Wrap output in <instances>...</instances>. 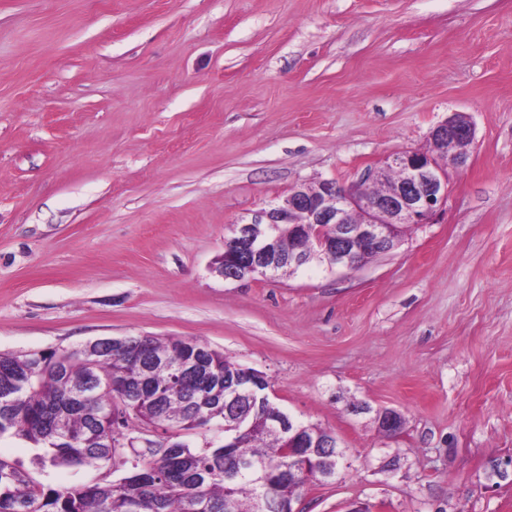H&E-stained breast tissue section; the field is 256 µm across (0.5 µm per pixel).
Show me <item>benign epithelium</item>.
Masks as SVG:
<instances>
[{
	"instance_id": "1",
	"label": "benign epithelium",
	"mask_w": 512,
	"mask_h": 512,
	"mask_svg": "<svg viewBox=\"0 0 512 512\" xmlns=\"http://www.w3.org/2000/svg\"><path fill=\"white\" fill-rule=\"evenodd\" d=\"M475 128L463 115L454 114L435 125L428 134L429 149L405 150L370 172L372 181H378L384 170L399 172L398 181L386 192L370 198L359 191L341 194L336 182L324 180L310 188L297 185L284 201L263 209L246 224L234 229V252L230 261L234 266L219 263L217 272L226 280L245 281L257 276H267L282 264L297 269L320 256L334 255L339 266H345L363 247L367 246L385 254L399 246L397 230L403 224H431L448 201V176L445 163L458 168L467 165L470 154L462 144L474 143ZM288 230L303 224L315 227V249L310 252L293 250L282 253L276 230L279 225ZM267 386L266 377L250 368H242L234 382L233 398L250 402L264 410L266 425L280 434L288 447L301 444L305 454L315 457L313 464L320 465L322 481L338 475L344 454L330 440H310L305 428L295 418L287 415L272 401L268 391L256 394L258 386ZM252 431V423L244 417H229L224 421V435L231 444ZM152 432L130 422L122 426L117 421L112 426L113 444L117 448H154Z\"/></svg>"
}]
</instances>
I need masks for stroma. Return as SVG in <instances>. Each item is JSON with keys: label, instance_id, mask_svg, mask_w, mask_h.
I'll list each match as a JSON object with an SVG mask.
<instances>
[{"label": "stroma", "instance_id": "1", "mask_svg": "<svg viewBox=\"0 0 512 512\" xmlns=\"http://www.w3.org/2000/svg\"><path fill=\"white\" fill-rule=\"evenodd\" d=\"M455 112L468 165L394 252L215 273L255 212L371 187ZM123 336L207 344L337 437L296 512H512V0H0V353ZM36 454L0 436L101 473Z\"/></svg>", "mask_w": 512, "mask_h": 512}]
</instances>
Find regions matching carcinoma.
<instances>
[{
    "mask_svg": "<svg viewBox=\"0 0 512 512\" xmlns=\"http://www.w3.org/2000/svg\"><path fill=\"white\" fill-rule=\"evenodd\" d=\"M139 355L99 340L91 349L31 354L0 353V436L10 434L42 449L41 466L110 464L125 475L58 488L0 457V512H262L269 496L288 512L306 484L284 473L292 467L283 438L258 422L237 447L183 441L140 458L114 455L112 417L103 409L123 401L141 425L169 431L209 430L224 422V381L175 377L189 356L188 342L133 336ZM225 381L240 365L211 350ZM119 383L122 388H114ZM247 458L263 467L268 483L241 474L233 483L224 465Z\"/></svg>",
    "mask_w": 512,
    "mask_h": 512,
    "instance_id": "carcinoma-1",
    "label": "carcinoma"
}]
</instances>
